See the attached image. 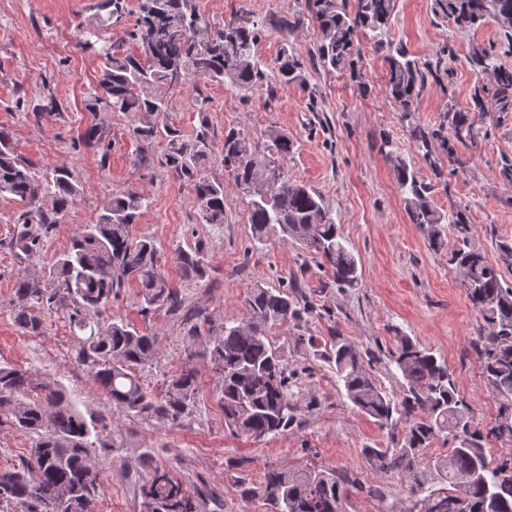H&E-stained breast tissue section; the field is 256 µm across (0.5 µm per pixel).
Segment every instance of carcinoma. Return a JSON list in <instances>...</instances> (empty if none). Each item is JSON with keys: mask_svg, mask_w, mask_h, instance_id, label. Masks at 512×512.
Instances as JSON below:
<instances>
[{"mask_svg": "<svg viewBox=\"0 0 512 512\" xmlns=\"http://www.w3.org/2000/svg\"><path fill=\"white\" fill-rule=\"evenodd\" d=\"M128 40L140 54L118 56L101 25L82 28V47L97 49L105 62L97 78L93 108L101 112H136L141 124L134 135L146 147L166 142L160 164L191 186L198 202L199 222L224 223V184L205 176L203 166L212 150L206 121L193 139L160 119L169 99L159 92L189 79L228 84L246 96L264 80L255 47L261 28L240 15L212 29L202 21L193 0H137ZM395 0H356L351 13L345 0H313L312 17L320 33L317 58L330 72L355 75L361 59L359 33L388 25ZM435 15L453 20L462 29L480 26L493 17L512 32V3L507 0H435ZM472 65L486 82L474 89L472 101L482 112L494 102L503 110L512 106V69L502 67L488 50L474 47ZM387 85L398 104L401 120L414 112L417 86L425 72L419 61L401 46L389 47ZM305 63L295 48L282 44L271 67L281 84L304 82ZM410 138L424 150L423 160L440 171L438 154L460 164L457 144L473 135V119L465 112H447L438 127L408 125ZM261 144L231 128L224 132V169L248 201L253 240L268 241L272 234L291 240L327 269L340 291L359 280L358 263L323 197L313 188L288 177L285 161L293 153L288 134L271 126ZM399 189L406 195L407 215L413 224L427 226L430 245H441L442 225L454 231L455 245L448 263L455 267L472 306L482 318L479 359L490 387L502 397L499 418L489 427L475 423L470 405L459 394L456 379L444 359L411 337L396 333L390 362L401 374L399 397L378 385L366 368L368 352L343 336L332 337L326 358L355 409L381 429L393 431L400 418L408 425L402 440L387 448L363 449L372 468L410 480L411 494L420 512H512V454L487 457L489 438H512V286L504 284L499 268L470 241L469 225L460 210L443 214L431 204L434 186L418 177L412 164L394 151L385 153ZM77 195L76 180L66 169H55L48 182L38 181L13 146L11 132L0 128V196L24 202V211L10 246L27 254L41 249L65 217ZM148 208L146 197L128 191L112 197L91 224L75 234L69 247L51 258L42 274H20L15 280L17 303L11 308L15 326L25 336L43 333L44 318L64 311L70 327L81 333L75 360L92 375L112 405L140 417L180 420L194 397L198 379L184 368L169 380L161 397L152 395L136 370L159 359L156 337L122 320L103 314L130 283L140 288L141 314L159 310L178 313L184 308L180 293L158 268L161 251L150 236L134 238L129 228ZM184 278L205 277L202 249L175 251ZM245 315L231 324L209 319L195 322L186 337L205 335L202 355L208 358L221 385L224 421L234 431L256 439L278 436L297 421L296 370L288 368L273 341L272 331L297 323L313 306L300 286L278 282L255 285L244 300ZM27 436L29 457L10 468H0V512H97L104 483L95 448L105 447L101 419L86 418L54 383L38 382L28 372L0 366V428ZM440 432L452 436L448 454L425 457L424 451ZM141 487L146 512H199L196 496L182 481L159 465L145 464ZM443 488L437 489L435 485ZM356 479L334 469L305 466L265 473L258 495L270 512H345Z\"/></svg>", "mask_w": 512, "mask_h": 512, "instance_id": "carcinoma-1", "label": "carcinoma"}]
</instances>
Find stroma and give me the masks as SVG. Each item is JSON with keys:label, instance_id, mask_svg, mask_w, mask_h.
I'll list each match as a JSON object with an SVG mask.
<instances>
[{"label": "stroma", "instance_id": "1", "mask_svg": "<svg viewBox=\"0 0 512 512\" xmlns=\"http://www.w3.org/2000/svg\"><path fill=\"white\" fill-rule=\"evenodd\" d=\"M104 0H0V126L13 136L17 153L36 179L53 169L71 171L77 196L64 224L28 256L9 241L22 202L0 197V365L61 383L74 406L108 422L98 459L105 471L97 512H145L140 487L145 477L142 454L181 479L202 500L201 512H269L262 498L242 497V486L257 488L270 469L305 465L342 469L363 483L344 503L345 512H418L406 477L370 468L362 450L390 445L388 430L354 409L324 360L332 331H339L369 352L370 372L389 394L401 392V375L390 363L394 331L411 336L447 362L476 422L495 420L500 398L488 386L478 359L481 317L469 303L448 254L451 229L432 248L426 232L409 221L405 199L380 145L391 139L421 178L434 184L431 198L441 212L466 213L471 239L492 262H500L496 244L512 241V184L500 174L502 156H512V108L489 104L475 114V143L460 147L463 166L456 172L433 171L415 149L408 123L437 126L451 108L469 111L470 91L482 76L469 65L473 45L486 47L499 63L512 68V39L494 19L474 30L440 22L433 0H395L388 27L360 35L359 78L328 72L317 59L320 35L311 15L312 0H194L206 23L221 27L242 13L264 19L257 45L263 70H270L280 46L292 43L303 55L304 85L258 83L249 96L229 86L196 79L169 91L167 121L192 139L208 124L213 150L204 165L207 176L224 184V222L203 224L189 186L160 165L164 143L140 149L133 129L138 116L92 109L101 57L84 49L79 23H99L122 52H136L126 41L131 16L110 15ZM401 45L433 69L419 88L411 122H402L387 86L388 45ZM452 54H445V47ZM54 100L53 113L43 110ZM277 126L294 141L287 161L290 178L315 188L340 224L349 251L358 262L357 287L339 292L327 287L323 269L292 242L270 237L253 249L247 201L224 169V133L236 128L261 139ZM97 127L99 145L82 137ZM138 191L150 206L130 228L134 237H154L162 249L161 271L179 290L190 310L219 322L241 319L244 299L254 285L299 278L311 292L313 312L304 329L316 346L296 347L291 326L274 329L289 368L300 373L303 399L313 400L287 433L254 439L235 433L224 422L218 379L209 359L188 357L184 313H140L135 286L122 288L105 316L128 321L157 336L159 360L140 376L148 391L161 396L165 382L185 366L196 369L199 390L178 423L143 419L116 408L76 363L77 340L68 317L46 316L40 336L22 335L9 309L18 273L41 272L49 258L63 251L82 225L92 223L112 196ZM202 246L208 275L200 282L183 279L175 262L177 248Z\"/></svg>", "mask_w": 512, "mask_h": 512}]
</instances>
